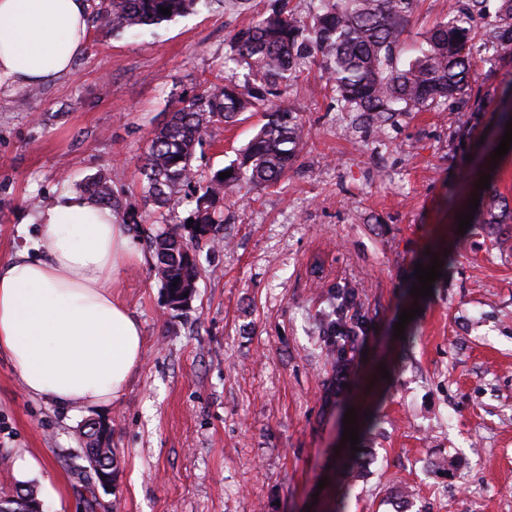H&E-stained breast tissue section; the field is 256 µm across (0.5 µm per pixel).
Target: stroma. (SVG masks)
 Wrapping results in <instances>:
<instances>
[{
	"label": "stroma",
	"instance_id": "1",
	"mask_svg": "<svg viewBox=\"0 0 512 512\" xmlns=\"http://www.w3.org/2000/svg\"><path fill=\"white\" fill-rule=\"evenodd\" d=\"M270 2L212 0L136 34L93 18L69 74L0 91V259L30 245L48 200L111 176L143 216L128 227L141 259L118 293L145 337L121 397L86 413L30 395L0 357V496L28 453L46 465L44 512L53 490L63 512H512V151L488 152L512 100V50L490 56L473 38L481 82L381 128L342 110L320 57L302 61L288 91L305 135L292 168L220 202L224 245L200 244L194 297L166 302L149 238L189 212L163 227L145 218L143 153ZM466 2L419 0L401 60ZM262 122L244 112L224 124L198 172L229 165ZM485 174L498 221L459 232ZM435 260L431 296L414 297L416 265ZM332 288L356 290L364 322L341 381L322 333ZM350 407L356 466L342 439ZM90 421L117 455L108 492H89L76 468Z\"/></svg>",
	"mask_w": 512,
	"mask_h": 512
}]
</instances>
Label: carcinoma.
Returning a JSON list of instances; mask_svg holds the SVG:
<instances>
[{"label": "carcinoma", "mask_w": 512, "mask_h": 512, "mask_svg": "<svg viewBox=\"0 0 512 512\" xmlns=\"http://www.w3.org/2000/svg\"><path fill=\"white\" fill-rule=\"evenodd\" d=\"M212 0H98L97 16L112 24V31L158 26L192 12ZM323 7L306 23L287 11L286 0H274L269 13L239 30L231 39V54L224 68L243 70L244 83L228 76L207 83L170 113L156 128L143 157L144 204L158 213L195 205L193 224L185 233L160 232L152 239L155 270L168 305L179 309L195 294L199 276L194 245L202 239L222 241L224 223L217 204L244 186L268 187L291 168L302 144L303 129L288 104V88L296 78L299 61L314 53L324 59L327 82L349 112L380 127L402 112H415L441 100L463 94L479 78L477 61L465 52L480 26L484 44L498 50L512 48V0H500L487 19L486 0H468L462 17L427 31L416 55L397 66L400 35L416 0H321ZM171 14L160 13V8ZM262 111L265 122L239 158L224 167L232 172L220 178L198 175L193 162L197 149L220 124L241 112ZM85 192L97 204L119 210L112 179H92ZM331 311L323 318L325 346L337 375L347 366L346 346L359 329L357 294L343 288L332 294ZM108 449L92 434L81 449L85 469L95 471L107 459ZM26 499L0 497L8 512H38L34 488L25 487Z\"/></svg>", "instance_id": "cac0c4a2"}]
</instances>
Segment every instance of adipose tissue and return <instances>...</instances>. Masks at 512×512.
<instances>
[{"mask_svg":"<svg viewBox=\"0 0 512 512\" xmlns=\"http://www.w3.org/2000/svg\"><path fill=\"white\" fill-rule=\"evenodd\" d=\"M87 0H0V88L69 73L89 38ZM21 254L0 260V355L25 390L77 413L118 399L144 356L114 293L137 256L112 210L64 194L37 213Z\"/></svg>","mask_w":512,"mask_h":512,"instance_id":"adipose-tissue-1","label":"adipose tissue"}]
</instances>
